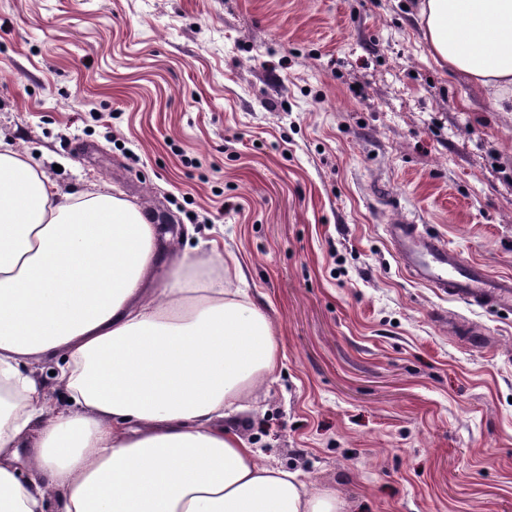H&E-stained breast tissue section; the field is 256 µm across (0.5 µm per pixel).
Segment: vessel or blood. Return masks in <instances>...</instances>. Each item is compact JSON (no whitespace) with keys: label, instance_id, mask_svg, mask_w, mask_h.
Returning a JSON list of instances; mask_svg holds the SVG:
<instances>
[{"label":"vessel or blood","instance_id":"b4317fda","mask_svg":"<svg viewBox=\"0 0 512 512\" xmlns=\"http://www.w3.org/2000/svg\"><path fill=\"white\" fill-rule=\"evenodd\" d=\"M385 231L400 265L420 283L456 300L499 310L512 308L511 277L495 276L463 262L442 237L406 218L388 221Z\"/></svg>","mask_w":512,"mask_h":512}]
</instances>
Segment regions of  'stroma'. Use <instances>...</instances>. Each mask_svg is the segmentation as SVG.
<instances>
[{"label": "stroma", "mask_w": 512, "mask_h": 512, "mask_svg": "<svg viewBox=\"0 0 512 512\" xmlns=\"http://www.w3.org/2000/svg\"><path fill=\"white\" fill-rule=\"evenodd\" d=\"M417 0H0V141L217 250L276 325L247 446L345 512H512V310L413 280L402 216L512 276V112Z\"/></svg>", "instance_id": "stroma-1"}]
</instances>
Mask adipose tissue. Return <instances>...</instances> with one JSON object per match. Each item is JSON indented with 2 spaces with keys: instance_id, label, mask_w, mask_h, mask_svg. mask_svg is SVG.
Segmentation results:
<instances>
[{
  "instance_id": "adipose-tissue-1",
  "label": "adipose tissue",
  "mask_w": 512,
  "mask_h": 512,
  "mask_svg": "<svg viewBox=\"0 0 512 512\" xmlns=\"http://www.w3.org/2000/svg\"><path fill=\"white\" fill-rule=\"evenodd\" d=\"M416 21L436 64L512 112V0H420ZM163 240L135 204L62 192L0 146V512H343L237 429L274 324L218 256L183 251L154 285Z\"/></svg>"
}]
</instances>
